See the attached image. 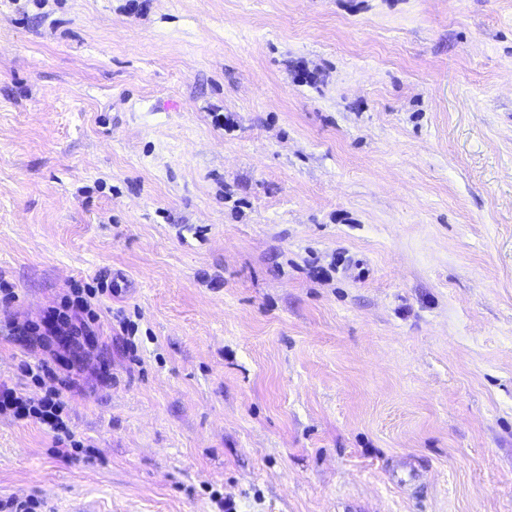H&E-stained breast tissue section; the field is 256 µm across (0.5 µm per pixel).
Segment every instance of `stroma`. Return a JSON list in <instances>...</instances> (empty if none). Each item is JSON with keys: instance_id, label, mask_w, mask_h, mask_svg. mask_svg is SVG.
<instances>
[{"instance_id": "35a3bbf8", "label": "stroma", "mask_w": 512, "mask_h": 512, "mask_svg": "<svg viewBox=\"0 0 512 512\" xmlns=\"http://www.w3.org/2000/svg\"><path fill=\"white\" fill-rule=\"evenodd\" d=\"M96 278L0 499L512 512V0H0V385ZM106 288L75 283L57 305L47 308L36 321L15 319L10 324L14 336L35 340L40 346L57 345L70 352V345L78 336H99L101 317L95 310L92 299ZM52 356L68 372L66 376L59 377L45 357L36 358L34 364L27 363L24 372L34 383L46 385L47 379L57 382L59 387L49 386L46 395L37 402L26 398L14 388L0 387V415L9 414L14 420H28L39 424L47 433L53 435L55 452L64 458H73L85 446L62 419V397L63 391H71L79 386V375L72 373L71 361L58 349L54 350Z\"/></svg>"}]
</instances>
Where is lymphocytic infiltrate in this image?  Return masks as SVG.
Instances as JSON below:
<instances>
[{
	"instance_id": "1",
	"label": "lymphocytic infiltrate",
	"mask_w": 512,
	"mask_h": 512,
	"mask_svg": "<svg viewBox=\"0 0 512 512\" xmlns=\"http://www.w3.org/2000/svg\"><path fill=\"white\" fill-rule=\"evenodd\" d=\"M98 287L88 284H73L59 303L50 306L36 321L16 319L10 324V332L36 341L40 346H57L60 349L54 360L41 357L26 364L25 374L35 383L47 384L46 395L37 401L26 398L16 389L0 387V415L6 414L16 420H28L39 424L52 434L55 451L65 458L75 457L84 443L69 429L62 418L64 392L77 388L79 380L70 373L71 362L64 354L77 337L96 336L100 333L101 320L93 300ZM66 367V376H58L57 367Z\"/></svg>"
}]
</instances>
